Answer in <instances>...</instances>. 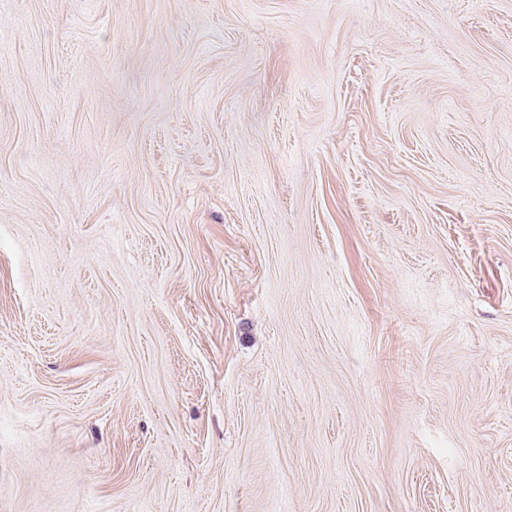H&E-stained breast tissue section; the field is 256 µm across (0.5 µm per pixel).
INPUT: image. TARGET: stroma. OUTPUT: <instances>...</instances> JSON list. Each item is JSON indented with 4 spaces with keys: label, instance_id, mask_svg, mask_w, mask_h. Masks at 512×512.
Here are the masks:
<instances>
[{
    "label": "stroma",
    "instance_id": "stroma-1",
    "mask_svg": "<svg viewBox=\"0 0 512 512\" xmlns=\"http://www.w3.org/2000/svg\"><path fill=\"white\" fill-rule=\"evenodd\" d=\"M0 512H512V0H0Z\"/></svg>",
    "mask_w": 512,
    "mask_h": 512
}]
</instances>
